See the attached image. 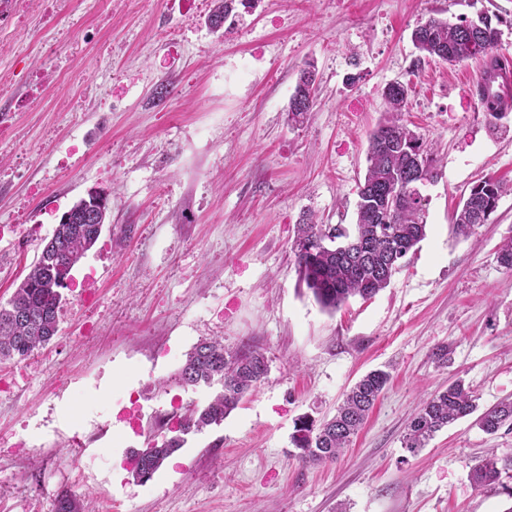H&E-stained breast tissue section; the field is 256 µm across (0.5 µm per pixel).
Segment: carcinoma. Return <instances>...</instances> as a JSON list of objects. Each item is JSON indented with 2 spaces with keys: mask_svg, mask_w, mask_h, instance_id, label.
<instances>
[{
  "mask_svg": "<svg viewBox=\"0 0 512 512\" xmlns=\"http://www.w3.org/2000/svg\"><path fill=\"white\" fill-rule=\"evenodd\" d=\"M210 16L214 28L235 8L236 0H216ZM500 33L488 16L476 21L450 23L429 16L412 33V41L421 56L444 63L460 64L497 50ZM409 88L394 83L383 92L384 118L369 135L367 169L358 187L356 224L297 225L293 242L299 280L322 309L333 313L352 297L370 298L387 287L401 268L402 260L425 238V199L416 187L438 177L437 160L423 139L402 118L407 111ZM316 101V72L308 63L299 79L288 108L294 122L300 121ZM478 106L493 118L507 114L512 96L504 90L480 91ZM400 184L406 198L398 210L386 213L384 192ZM503 184L491 179L473 185L456 212L453 231L465 238L474 227L488 222L486 213L496 211L504 194ZM84 200L74 204L69 222L59 224L55 237L41 250L40 258L21 282L8 303L0 306V361L24 359L48 343L58 332V311L62 300L63 279L54 266L73 267L99 238L90 225L81 223ZM350 247L343 249L341 245ZM265 355L257 349L230 350L217 340H202L187 355L179 370L186 386L221 384V391L201 409L184 416L190 433L218 425L240 400L268 374ZM391 374L375 369L362 376L344 395L336 414L317 425L304 416L295 424L292 444L298 456L313 463L335 461L364 425L369 412L388 387ZM478 396L456 379L448 387L424 399L406 425L403 447L415 453L426 447L435 434L460 419L477 415L475 423L487 434L502 428L512 430V400H502L478 412ZM185 443L179 433L153 441L137 452L133 476L149 480L163 462ZM512 479V458L501 459L493 453L473 467L470 478L477 487L501 483L502 475ZM56 512H85L83 501L74 494L57 498Z\"/></svg>",
  "mask_w": 512,
  "mask_h": 512,
  "instance_id": "1",
  "label": "carcinoma"
}]
</instances>
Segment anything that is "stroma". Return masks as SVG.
I'll list each match as a JSON object with an SVG mask.
<instances>
[{
    "instance_id": "stroma-1",
    "label": "stroma",
    "mask_w": 512,
    "mask_h": 512,
    "mask_svg": "<svg viewBox=\"0 0 512 512\" xmlns=\"http://www.w3.org/2000/svg\"><path fill=\"white\" fill-rule=\"evenodd\" d=\"M215 5L58 0L50 24L30 21L42 44L0 31V304L64 211L94 190L109 205L62 291L57 336L0 362L13 383L0 394V512H55L64 491L90 512H506L512 499L475 487L470 470L490 450L512 457L511 430L489 435L468 417L414 454L402 437L420 399L456 379L480 408L512 399V271L496 258L512 236V112L478 109L483 59H423L412 41L431 15H494L512 60V0H252L219 31ZM309 62L316 103L295 123L288 105ZM40 69L50 76L37 93ZM395 82L438 159L420 188L427 236L387 288L330 313L299 283L296 227L309 213L355 222L368 137ZM488 177L506 193L473 236H456V206ZM206 338L261 349L267 378L221 424L187 435L178 463L145 482L121 474L166 435L168 413L216 394L178 376ZM384 366L391 382L351 447L301 461L298 418H331ZM21 437L31 451L10 453Z\"/></svg>"
}]
</instances>
